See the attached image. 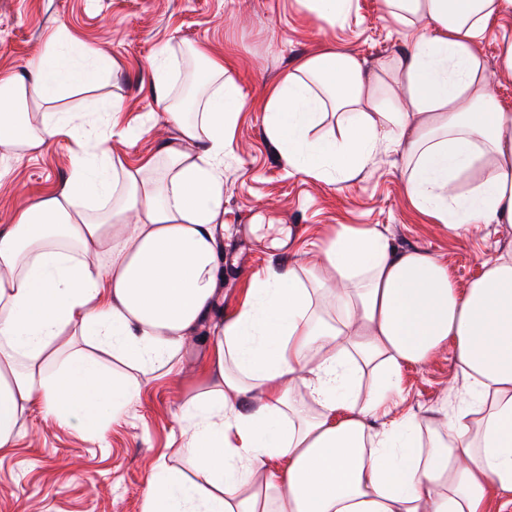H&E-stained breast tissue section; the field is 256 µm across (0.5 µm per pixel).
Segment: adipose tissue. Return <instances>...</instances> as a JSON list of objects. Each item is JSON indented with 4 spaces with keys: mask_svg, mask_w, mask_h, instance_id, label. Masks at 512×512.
Masks as SVG:
<instances>
[{
    "mask_svg": "<svg viewBox=\"0 0 512 512\" xmlns=\"http://www.w3.org/2000/svg\"><path fill=\"white\" fill-rule=\"evenodd\" d=\"M408 53L368 68L325 47L282 76L264 103L266 134L289 168L328 183L358 177L380 150L401 152L405 192L449 231L512 225V112L490 92L480 45L512 0H383ZM204 95L183 112L169 59L153 64L175 139L130 162L89 106L105 57L64 32L26 72L0 74V158L65 137L68 180L0 225V453L41 407L90 433L140 394L138 375L177 371L221 295L217 230L224 158L242 109L224 58L204 57ZM41 106L38 124L20 118ZM336 131L314 136L327 116ZM96 197L97 207L86 201ZM459 288L447 264L341 226L315 261L254 277L201 365L182 409L181 451L195 478L159 464L142 512H491L512 496V256L485 259ZM72 335L132 370L66 351ZM451 345L460 402L434 426L393 414L404 364ZM302 385L310 399L292 396Z\"/></svg>",
    "mask_w": 512,
    "mask_h": 512,
    "instance_id": "1",
    "label": "adipose tissue"
}]
</instances>
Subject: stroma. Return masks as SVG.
<instances>
[{"mask_svg": "<svg viewBox=\"0 0 512 512\" xmlns=\"http://www.w3.org/2000/svg\"><path fill=\"white\" fill-rule=\"evenodd\" d=\"M60 29L113 61L114 75L99 96L106 102L120 98L121 124L147 128L141 137L112 141L113 153L132 161L155 152L173 133L152 98L151 62L160 51L172 58L176 93L192 49L233 61L244 105L233 150L224 158V232L218 242L223 251L237 247L239 232H246L250 254L242 269H225L219 312L239 306L253 276L323 246L342 224L376 225L395 245L439 256L462 286L480 273L483 259L512 250L510 225L452 233L416 209L405 193L399 152L376 155L355 180L329 184L289 172L269 140L265 92L302 57L329 45L371 67L406 49L382 0H354L350 17L333 26L307 13L298 0H0V71L23 69ZM74 150L60 138L11 162L0 179V225L64 184ZM211 329V323L203 324L177 374L143 381L137 402L103 434L62 425L38 407L25 414L15 448L0 454V512H141L146 479L159 463L193 474L191 462L173 450L180 440L181 407L202 390L197 371L209 351ZM399 385L401 411L424 421L460 399L447 348L425 365L405 364Z\"/></svg>", "mask_w": 512, "mask_h": 512, "instance_id": "stroma-1", "label": "stroma"}]
</instances>
